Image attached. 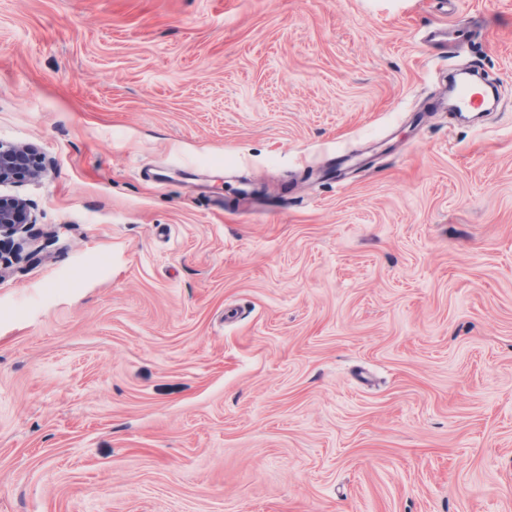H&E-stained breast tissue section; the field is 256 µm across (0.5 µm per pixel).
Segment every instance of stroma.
Instances as JSON below:
<instances>
[{"label":"stroma","instance_id":"35a3bbf8","mask_svg":"<svg viewBox=\"0 0 512 512\" xmlns=\"http://www.w3.org/2000/svg\"><path fill=\"white\" fill-rule=\"evenodd\" d=\"M0 142V512H512V0H0ZM46 171L45 157L32 147L0 143V185L36 179ZM28 222L27 205L24 201L7 195H0V278L2 277V241H13L23 232Z\"/></svg>","mask_w":512,"mask_h":512}]
</instances>
